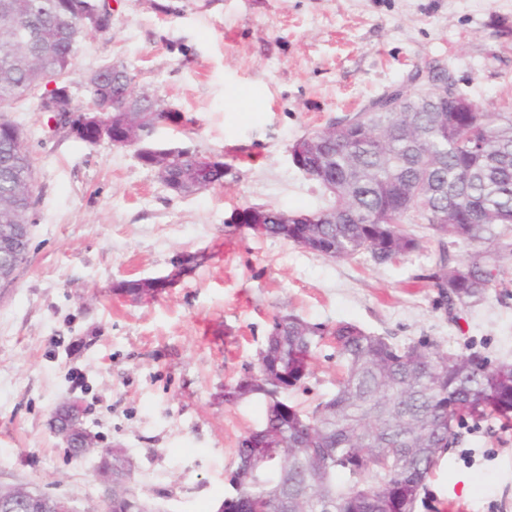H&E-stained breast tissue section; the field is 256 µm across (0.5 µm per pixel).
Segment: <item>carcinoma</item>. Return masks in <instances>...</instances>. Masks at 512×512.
<instances>
[{
    "label": "carcinoma",
    "mask_w": 512,
    "mask_h": 512,
    "mask_svg": "<svg viewBox=\"0 0 512 512\" xmlns=\"http://www.w3.org/2000/svg\"><path fill=\"white\" fill-rule=\"evenodd\" d=\"M21 20L15 34H0V101L17 103L47 75L67 77L81 37L103 34L112 14L87 19L93 0H0ZM122 63H105V93L87 90L91 105L121 103L129 91L141 97L142 125L181 113L158 111V98L132 86ZM416 94L401 92L399 111L376 105L352 116L363 125L355 137L343 125L329 131L315 181L328 200L313 224L277 221L266 209L263 235L290 241L331 258L367 252L381 265L420 246L403 221L467 245L486 244L460 260L442 254L430 274L442 302L480 304L497 287L490 250L512 254V113L472 101L455 112H413ZM34 172L20 128L0 112V214L32 223L34 189L16 183L17 172ZM329 335L345 361L336 393L305 412L279 397L266 405L263 429L279 438L265 460L253 461L254 433L236 450L224 503L237 512L273 495L280 512H415L426 481L449 446L457 443L462 416L476 420L512 414V365H494L480 351L456 355L435 340L394 344L348 324L328 331L293 314L277 316L263 349L266 377L280 394L310 374L312 347Z\"/></svg>",
    "instance_id": "carcinoma-1"
}]
</instances>
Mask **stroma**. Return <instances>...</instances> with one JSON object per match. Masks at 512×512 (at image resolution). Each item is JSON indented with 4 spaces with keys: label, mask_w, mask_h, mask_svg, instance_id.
Segmentation results:
<instances>
[{
    "label": "stroma",
    "mask_w": 512,
    "mask_h": 512,
    "mask_svg": "<svg viewBox=\"0 0 512 512\" xmlns=\"http://www.w3.org/2000/svg\"><path fill=\"white\" fill-rule=\"evenodd\" d=\"M107 61L188 118L155 140L223 156L227 174L179 195L133 148L80 140L38 97L11 112L36 204L27 260L0 290V483L76 512L105 507L98 455H69L48 425L75 400L98 447L125 448L153 512H217L238 443L265 412L261 398L228 404L224 391L256 372L281 313L399 344L430 338L452 354L472 342L512 364V256L491 261L504 288L451 312L430 278L441 245L428 231L417 250L378 265L230 222L249 206L322 210L293 142L387 92L420 91L429 64L467 98L512 111V0H112L110 30L78 44L75 103L87 102L84 75ZM184 253L197 264L173 288L146 301L115 292L167 275ZM340 370L333 339L320 340L289 402L313 410ZM417 512H512V423L465 421Z\"/></svg>",
    "instance_id": "stroma-1"
}]
</instances>
